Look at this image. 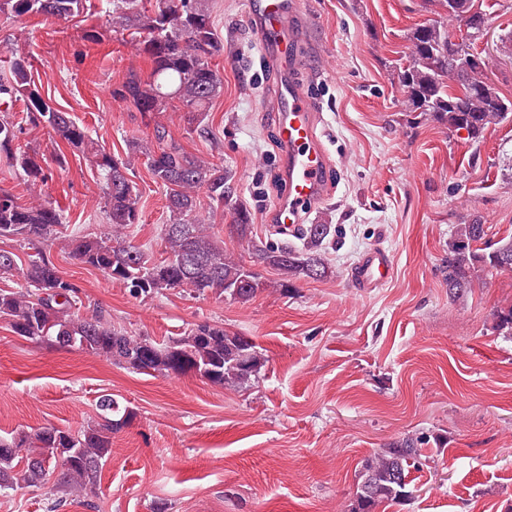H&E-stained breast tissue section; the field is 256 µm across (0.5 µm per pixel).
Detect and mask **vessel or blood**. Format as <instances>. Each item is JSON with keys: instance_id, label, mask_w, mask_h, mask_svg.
<instances>
[{"instance_id": "obj_1", "label": "vessel or blood", "mask_w": 512, "mask_h": 512, "mask_svg": "<svg viewBox=\"0 0 512 512\" xmlns=\"http://www.w3.org/2000/svg\"><path fill=\"white\" fill-rule=\"evenodd\" d=\"M297 0H251L250 15L256 38L281 74L278 86L276 135L281 149L285 191L272 211L274 226L296 233L312 207L328 196L329 157L318 134L316 103L303 83L293 76L299 59L295 47L302 35L292 22ZM393 273L390 253L380 247L362 255L351 279L366 292L385 284Z\"/></svg>"}]
</instances>
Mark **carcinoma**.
<instances>
[{
    "instance_id": "obj_1",
    "label": "carcinoma",
    "mask_w": 512,
    "mask_h": 512,
    "mask_svg": "<svg viewBox=\"0 0 512 512\" xmlns=\"http://www.w3.org/2000/svg\"><path fill=\"white\" fill-rule=\"evenodd\" d=\"M88 0H0V13L16 18L40 16L72 20L87 9ZM437 18L430 27H416L409 37L410 53L399 81L407 89L414 112H434L448 130L467 131V141L480 142L487 129L506 121L512 123V98L488 84L476 95L448 63L458 47L481 57L476 39L463 31L455 37L448 23L460 22L461 12H480V0H435ZM113 27L131 32L139 54L150 64L147 78L131 71L125 81L112 88V97L130 103L154 122L156 147L141 141L128 144L120 158L101 148L87 129L42 97L24 56L10 61L9 74L0 78V104L5 109L19 99L28 102L26 122L47 130L55 139L58 153L52 162L63 165L69 149L81 154L103 183V200L110 232L95 235H63L62 215L48 200L20 204L9 192H0V240L30 246L34 253L27 262L0 249V278H21L26 287L0 288V319L12 332L32 342L63 349H76L103 356L139 373H194L224 388L247 383L263 366L264 359L247 336L228 333L224 326L201 322L187 334L157 343L122 332L102 315L79 316L73 308L79 285L64 277L41 245L64 238L78 264L99 271L107 279L130 288L135 295L182 289L203 295L211 293L246 304L266 283L257 268L277 272L274 287L283 291L307 277L321 279L330 273L322 254L335 228L331 224H308L301 228L302 246L286 241L257 242L252 238L250 212L233 202L235 188L230 172L187 152L157 121L178 103L196 123L203 136L207 127L199 116L219 97L223 80L212 64L224 52L218 38L211 0H154L147 8L143 0H112ZM23 128L8 115L0 116V156L23 172L27 186L37 188L51 176L49 161L38 153L18 147ZM140 158L154 182L167 190L169 214L163 225L166 257L153 261L137 245L124 239V230L140 223L139 193L130 178ZM204 192L211 212L231 210L235 232L247 243L253 264L247 266L224 252L211 225L200 214L199 192ZM512 271V238L485 240L479 219L459 224L448 241L443 273L449 294L460 297L474 288L479 273ZM242 283L235 292L228 285ZM495 329L512 336V305L496 310ZM99 420L78 431L55 426L34 433L0 438V490L18 485L36 486L48 475L55 476L60 489L93 492L112 450V434L129 426L134 412L120 406L110 394L97 401ZM418 440L407 438L392 443L361 464L355 506L352 512H375L378 506L409 497L408 468L417 459Z\"/></svg>"
}]
</instances>
